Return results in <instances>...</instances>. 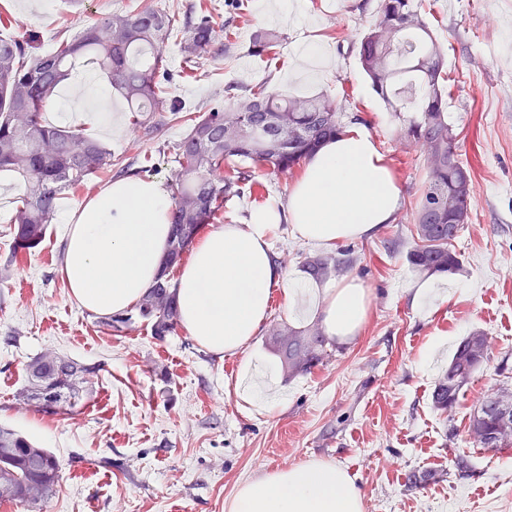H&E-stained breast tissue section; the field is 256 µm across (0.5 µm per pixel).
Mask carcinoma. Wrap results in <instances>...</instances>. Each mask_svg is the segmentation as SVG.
<instances>
[{"instance_id":"1","label":"carcinoma","mask_w":512,"mask_h":512,"mask_svg":"<svg viewBox=\"0 0 512 512\" xmlns=\"http://www.w3.org/2000/svg\"><path fill=\"white\" fill-rule=\"evenodd\" d=\"M216 13L214 6L182 13L177 7L160 9L152 0H133L59 40L46 53L37 51L32 35L0 38V173L18 178L24 186L11 219L14 250L0 261L1 276L9 277L18 252L43 242L64 191L84 187L90 176L112 165L111 153L98 140L45 122L44 112L59 83L79 61H90L126 99L134 112V129L153 139L169 118L186 111L180 100L168 96L174 80L170 55L177 54L185 64L215 57L220 37ZM284 40L279 30L259 28L250 51L269 54ZM356 50L372 89L402 122L403 140L422 153L427 164L413 210L416 242L407 260L425 274H454L461 260L451 246L471 218L473 179L457 153L448 115L447 51L417 0H379L378 17ZM196 112L189 118L187 132L172 146L167 177L172 227L162 276L134 312L98 321L107 332L120 333L139 321L158 340L177 333V286L170 271L203 226L214 223L224 211V199L243 195L251 182V175L229 165L230 161L249 160L286 175L345 128L343 108L328 94L290 96L265 83L228 84L224 95ZM353 264L352 249L347 248L308 256L303 268L312 279L325 282ZM287 336L277 357L295 371L310 373L332 357L334 344L317 323L299 330L289 327ZM487 361L486 336L478 345L470 336L463 338L448 371L435 382L433 408L452 411L463 387ZM25 370L20 397L49 416L81 408L96 372L93 366L56 354L31 358ZM492 403L491 398L485 400L470 429L498 433ZM60 472V461L51 451L35 446L16 430L0 428V504H38L52 493ZM28 483L38 486L34 497L23 499L13 493Z\"/></svg>"}]
</instances>
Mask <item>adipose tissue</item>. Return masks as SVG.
<instances>
[{
    "label": "adipose tissue",
    "instance_id": "ef3b65f1",
    "mask_svg": "<svg viewBox=\"0 0 512 512\" xmlns=\"http://www.w3.org/2000/svg\"><path fill=\"white\" fill-rule=\"evenodd\" d=\"M400 190L387 156L359 126L326 142L290 185L284 206L252 211L248 222L203 231L178 276L180 323L208 352L242 351L267 320L273 286L289 312L314 301L328 335L346 341L369 318L368 294L355 279L316 289L300 273L282 269L270 237L280 221L321 246L376 235L399 207ZM172 202L164 185L124 177L80 203L67 229L60 268L71 296L87 310L111 317L130 310L160 276L171 231ZM274 368L259 355L241 364L236 390L270 412L283 404L271 388ZM227 512H363L354 478L331 461L310 460L241 483Z\"/></svg>",
    "mask_w": 512,
    "mask_h": 512
}]
</instances>
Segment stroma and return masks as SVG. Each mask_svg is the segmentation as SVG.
Masks as SVG:
<instances>
[{"label": "stroma", "instance_id": "stroma-1", "mask_svg": "<svg viewBox=\"0 0 512 512\" xmlns=\"http://www.w3.org/2000/svg\"><path fill=\"white\" fill-rule=\"evenodd\" d=\"M118 0H0V35L28 31L46 50L112 11ZM258 0H244L232 19L230 52L185 69L179 57L172 96L195 107L225 84H256L278 76L288 94L324 92L347 116L361 119L398 178L400 207L371 238L353 241L356 263L347 275L368 293L370 314L358 336L337 343L324 366L289 376L274 354L276 324L289 323L286 300L274 293L255 352L277 367L284 406L267 413L235 392L241 355L217 357L185 331L157 340L137 323L107 335L76 302L60 274L65 217L109 186L122 166L166 181L167 145L185 133L170 121L162 137L136 141L132 115L122 112V132L47 108L53 125L81 126L112 154V164L85 189L65 192L43 243L24 254L0 280V425L53 452L62 477L40 512H225L246 480L307 460H327L349 470L364 496V512H512V454L476 447L468 435L481 402L512 396V0H425L426 18L448 52V113L460 159L472 170L471 220L454 248L460 271L447 302L421 306L414 292L425 282L406 260L415 245L412 213L426 176L423 155L400 140V122L373 92L356 44L376 19L378 0H298L309 19L262 18ZM283 31L273 57L252 55L256 29ZM316 44L326 59L314 75L290 78L297 44ZM253 195L232 198L218 221H243L246 211L284 197L293 181L255 168ZM271 248L288 270L301 269L317 246L279 223ZM487 338L490 359L466 384L451 413L435 410L431 391L460 340ZM448 348L429 351L437 337ZM97 366L92 394L75 415L48 416L18 399L24 366L45 351ZM468 455L470 476L453 461ZM424 475L419 488L411 473Z\"/></svg>", "mask_w": 512, "mask_h": 512}]
</instances>
